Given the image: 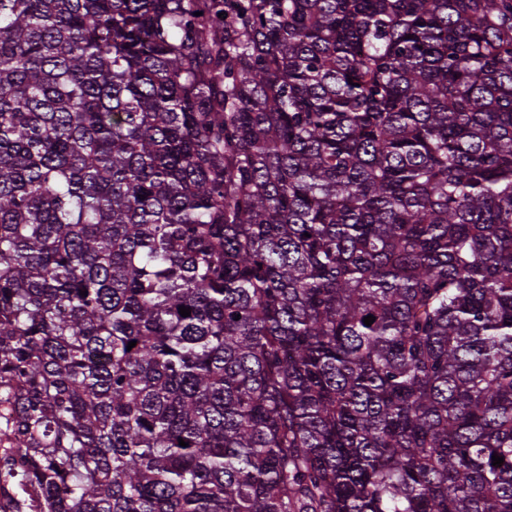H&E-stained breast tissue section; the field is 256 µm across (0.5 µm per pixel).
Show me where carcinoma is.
Returning <instances> with one entry per match:
<instances>
[{
	"mask_svg": "<svg viewBox=\"0 0 512 512\" xmlns=\"http://www.w3.org/2000/svg\"><path fill=\"white\" fill-rule=\"evenodd\" d=\"M0 400L43 512H512V0H0Z\"/></svg>",
	"mask_w": 512,
	"mask_h": 512,
	"instance_id": "cac0c4a2",
	"label": "carcinoma"
}]
</instances>
